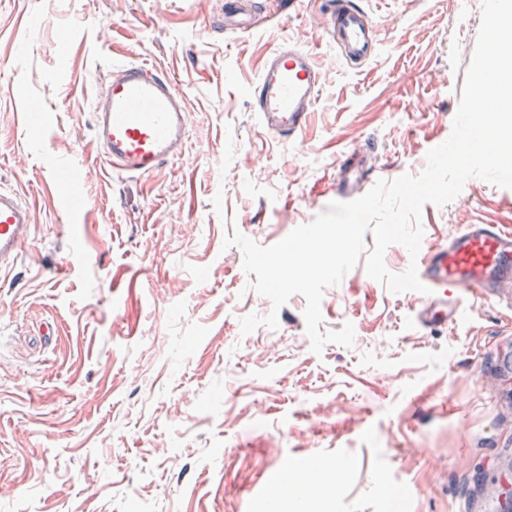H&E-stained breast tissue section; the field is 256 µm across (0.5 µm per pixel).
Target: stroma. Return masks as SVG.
<instances>
[{
	"label": "stroma",
	"mask_w": 512,
	"mask_h": 512,
	"mask_svg": "<svg viewBox=\"0 0 512 512\" xmlns=\"http://www.w3.org/2000/svg\"><path fill=\"white\" fill-rule=\"evenodd\" d=\"M377 54L346 63L329 0H296L270 23L224 30V0H0V187L34 210L0 274V512H275L285 478L341 466L311 512H494L512 407L495 348L512 355V305L478 302L427 332L421 295L357 265L323 296L314 353L303 296L280 309L249 290L241 233L284 239L336 199L340 153L360 186L420 174L452 131L479 0H357ZM294 42L320 71L297 138L264 133L249 97L266 55ZM145 62L184 84L183 158L113 175L91 130L111 65ZM47 112L30 130L23 108ZM76 174L71 199L55 173ZM467 224L512 226V189L473 178L425 205L423 244ZM277 328L242 334V317Z\"/></svg>",
	"instance_id": "stroma-1"
}]
</instances>
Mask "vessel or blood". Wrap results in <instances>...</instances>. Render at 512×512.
Returning a JSON list of instances; mask_svg holds the SVG:
<instances>
[{"instance_id": "vessel-or-blood-1", "label": "vessel or blood", "mask_w": 512, "mask_h": 512, "mask_svg": "<svg viewBox=\"0 0 512 512\" xmlns=\"http://www.w3.org/2000/svg\"><path fill=\"white\" fill-rule=\"evenodd\" d=\"M330 36L349 61L372 58L373 21L355 0H332ZM319 73L305 49L272 50L250 94L261 129L283 137L307 126ZM186 94L171 73L144 63L113 65L105 91L95 99L92 130L113 172L149 176L179 160L186 148ZM361 159L348 153L338 164L336 193L354 200ZM33 222V208L17 192L0 188V272L16 265ZM417 271L428 287L415 314L417 325L436 331L458 322L467 306L512 288V228L468 224L447 243L420 248Z\"/></svg>"}]
</instances>
